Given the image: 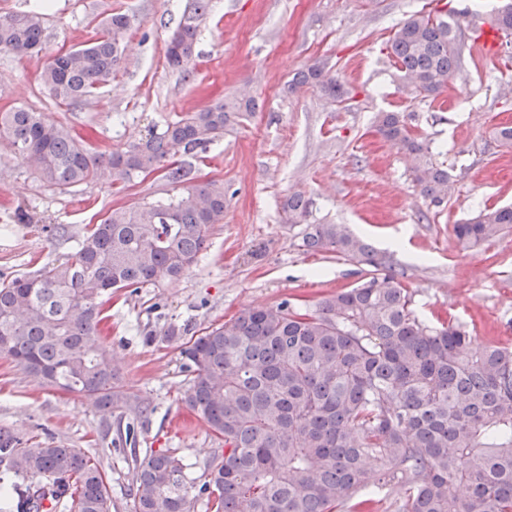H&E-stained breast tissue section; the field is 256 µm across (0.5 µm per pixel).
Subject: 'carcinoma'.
<instances>
[{"instance_id":"obj_1","label":"carcinoma","mask_w":512,"mask_h":512,"mask_svg":"<svg viewBox=\"0 0 512 512\" xmlns=\"http://www.w3.org/2000/svg\"><path fill=\"white\" fill-rule=\"evenodd\" d=\"M208 0H191L169 36L167 65L189 78V63ZM0 22V48L21 56L44 50L40 8ZM459 24L452 15L417 12L390 40L399 79L424 97L437 96L462 65ZM492 27L512 35V8ZM131 18L113 13L86 44L57 51L41 81L61 105L88 101L112 80L124 58ZM311 85L341 101L348 89L314 64L285 87ZM252 97L222 99L187 112L108 157L41 112H0V136L37 177L68 188L105 170L130 182L169 162L205 151L243 117ZM374 128L411 163L423 197L440 204L452 188L448 169L412 136L399 114L380 112ZM282 209L300 228L299 247L382 266L374 249L344 224L310 221L309 202L288 195ZM224 221V186L206 182L164 202L112 209L75 236L61 263L0 281V355L45 383L94 401L105 413L120 400L118 372L100 334L112 293L159 288L178 280ZM512 227V206L486 208L453 226L471 249ZM465 327L419 318L398 275H372L323 297L309 311L289 302L245 308L181 344L191 373L183 402L224 443L221 460L200 485L186 465L158 450L133 475L132 512H353L363 492L399 489L395 512H512V350L487 344L469 351ZM0 512H112L104 473L76 448L25 444L0 428Z\"/></svg>"}]
</instances>
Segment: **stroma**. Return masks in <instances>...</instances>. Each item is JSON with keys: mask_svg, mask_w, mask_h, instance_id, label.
Wrapping results in <instances>:
<instances>
[{"mask_svg": "<svg viewBox=\"0 0 512 512\" xmlns=\"http://www.w3.org/2000/svg\"><path fill=\"white\" fill-rule=\"evenodd\" d=\"M187 3L50 0L44 51L0 50V110L44 113L106 156L224 97L258 103L206 152L177 157L192 183L214 180L227 189L224 221L212 226L197 262L175 282L119 291L107 306L101 328L125 405L104 414L0 356V426L22 441L98 459L112 512H131L135 459L169 451L201 482L216 454L217 441L181 401L186 374L179 339L165 334L170 322L196 332L286 299L311 307L366 277V266L300 248L282 210L292 192L309 199L311 221L348 225L385 254L421 319L462 323L476 347H512V231L471 250L453 234L454 224L480 209L512 205V145L497 136L512 125V37H499L486 53L475 41L478 25L504 0H210L188 81L164 58ZM437 10L458 14L463 64L438 96L423 98L397 79L388 41L411 14ZM115 12L133 19L123 64L89 101L57 104L43 68ZM316 63L349 89L348 98L334 103L308 85L285 92L295 73ZM380 112L400 113L447 167L453 185L443 203L421 195L404 154L375 132ZM175 191L160 171L126 184L105 176L51 187L0 141V277L64 260L74 252L73 234L112 208ZM20 211L27 222L17 220ZM55 225L68 237L52 234Z\"/></svg>", "mask_w": 512, "mask_h": 512, "instance_id": "1", "label": "stroma"}]
</instances>
